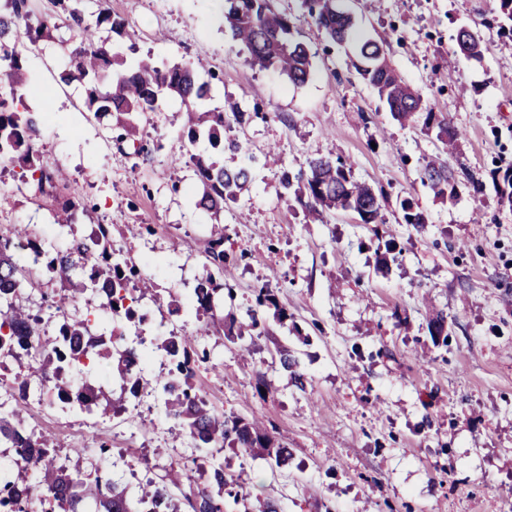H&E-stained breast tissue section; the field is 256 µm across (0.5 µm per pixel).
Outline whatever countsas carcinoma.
Masks as SVG:
<instances>
[{"mask_svg":"<svg viewBox=\"0 0 512 512\" xmlns=\"http://www.w3.org/2000/svg\"><path fill=\"white\" fill-rule=\"evenodd\" d=\"M83 0H51L53 10L39 12L31 0H0V167L19 168L22 183L33 182L40 192L66 180L64 170L44 168L35 149L44 119L31 110L26 96L31 86L28 53L40 42L53 38L65 24L70 32L64 71L65 82L86 86V103L97 116H108L117 138L134 145V153L147 151L137 143L139 120L160 110L169 97L180 99L183 133L189 144L207 138L210 145L224 152H238L241 145L224 139L226 117L242 125L251 119L248 112L233 106L230 112L210 107V84L200 64H168L151 56L130 61L135 54L137 34L130 25L107 7H100L95 19L87 18ZM309 17L337 43L353 41L358 56L356 71L376 90L381 102L399 121L422 120L423 129L437 130L438 138L455 141L445 117L433 112L421 94L402 81L388 65L382 48L373 40L356 37L350 16L339 11L336 0H304ZM224 21L231 39L247 52L249 64L260 70L274 68L295 85L307 82L312 60L308 48L294 38V22L275 11L270 0H224ZM457 48L471 58L481 57L478 36L467 28L456 36ZM193 165L197 191L195 206L219 217L224 206L238 200L252 180V164L227 168L210 155L188 153ZM305 193L296 199L309 212L351 209L366 224L380 221V203L368 186L351 178L345 164L329 156L313 159L309 173L299 176ZM422 182L437 195L448 188V166L433 161L425 166ZM88 208L66 198L54 210V221L61 226L77 222ZM24 247L43 256L48 273L60 284V291L42 296L38 306L31 294L36 283L23 273L16 251ZM206 262L194 288L193 308L198 322L196 335L172 334L153 343L171 364L168 373L155 382L134 372L143 339L127 342L119 337L108 342L97 333L77 305L86 292L99 300L98 314L112 319H134L133 304L141 302L151 282L123 249L112 240V225L99 224L87 238L75 237L66 250L48 248L31 235L26 225L0 227V367L12 379L11 398L15 406L0 411V455H14L18 465L0 475V512H179L173 490L189 487L184 496L191 512H224V496L250 512L241 475L224 471L220 454L229 446L239 452L275 458H288V448L271 440L256 419L215 413L207 396L193 380L198 350L203 336H227L230 340L253 336L264 328L255 310L249 322L221 314L216 298L222 290L216 273L224 267V230H215L206 250ZM259 308H275L277 318L288 320L286 308L266 288L256 294ZM61 316L64 336H48L43 331L49 311ZM67 346L81 353L84 360L112 358L109 378L85 377L76 384L65 373L70 367L64 352ZM281 368L303 384L304 374L288 350H279ZM149 390L157 395L172 422L170 431L187 435L197 456L188 465L172 461L158 479L149 478L135 490L100 476L101 462L108 452L102 442L99 451L85 458V465L69 466L50 454L57 447L53 437L27 426V401L35 394L51 392L65 400L64 406L105 416L125 409L126 401Z\"/></svg>","mask_w":512,"mask_h":512,"instance_id":"1","label":"carcinoma"}]
</instances>
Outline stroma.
Returning a JSON list of instances; mask_svg holds the SVG:
<instances>
[{"mask_svg": "<svg viewBox=\"0 0 512 512\" xmlns=\"http://www.w3.org/2000/svg\"><path fill=\"white\" fill-rule=\"evenodd\" d=\"M293 20L313 55V73L295 86L274 70L256 71L222 25L220 0H109L138 35L140 53L202 64L213 76L212 103L226 98L251 123L225 127L242 152L232 167L276 149L290 172L322 155L346 160L370 185L381 223L351 210L312 222L280 198V171L258 168L220 219L192 201L196 179L183 166L172 186L169 165L184 156L179 100L141 119L148 151L135 155L90 112L82 84H63L67 29L30 59L28 105L46 113L40 153L64 167L63 195L94 207L92 221L68 229L52 221L54 192L15 194L0 203V225L25 224L47 246L68 248L92 224H146L124 246L156 286L126 336L192 333L196 279L214 224L229 257L219 275L223 310L244 317L268 287L288 310L286 325L263 312L266 330L235 344L201 338L209 357L194 384L224 415L262 420L286 445L284 464L225 450L224 466L245 472L252 512L274 497L278 512H512V208L501 202L512 168V38L500 34L496 0H337L358 30L380 42L402 79L458 133L454 151L421 125L399 124L352 65L351 43H334L305 14L301 0H271ZM477 31L481 60L461 54V27ZM447 161L439 197L421 181L425 164ZM427 218L405 223L403 203ZM180 305L177 315L160 304ZM446 333L434 335L436 317ZM288 347L304 373L297 387L282 370ZM40 430L58 441L60 459L77 460L96 430L111 447L102 466L137 484L170 461H191L187 437L172 436L153 394L129 400L124 417L60 411L30 398Z\"/></svg>", "mask_w": 512, "mask_h": 512, "instance_id": "35a3bbf8", "label": "stroma"}]
</instances>
